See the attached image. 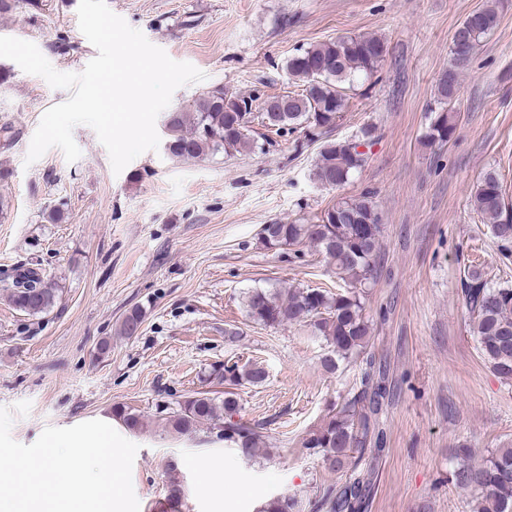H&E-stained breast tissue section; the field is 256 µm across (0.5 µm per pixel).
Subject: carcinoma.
<instances>
[{"label": "carcinoma", "instance_id": "1", "mask_svg": "<svg viewBox=\"0 0 512 512\" xmlns=\"http://www.w3.org/2000/svg\"><path fill=\"white\" fill-rule=\"evenodd\" d=\"M497 24L496 5L486 4L469 13L452 38H464L472 53ZM387 53L382 39L366 35L342 36L300 50L285 65L289 79L300 90L266 97L259 105L258 119L278 135L299 127L331 132L347 108L344 85L372 79ZM450 54L448 69L437 84L438 108L432 110L426 134L431 144L448 142L456 131L448 105L457 93L461 61L455 50ZM253 102L252 97L229 93L220 86L200 93L188 106L168 114L167 155L194 159L253 150L257 147L249 133ZM374 131V126L368 124L361 129L358 140L324 141L313 179L330 188L348 183L365 163L359 147L371 140ZM472 198L475 209L490 224L502 263L512 262V215L504 206L498 174H484ZM379 235L380 215L370 191L337 200L314 224L276 222L263 225L260 231L261 242L269 249L305 244L316 247L343 286L335 292L296 287L284 294L252 289L244 296L249 318L265 327L311 326L329 349L323 359L328 371L336 370L339 360L350 362L366 356L361 390L334 405L303 438L302 446L320 455L331 470L351 471L341 486L329 487L308 501L310 512H361L369 487V479L358 468L367 451L371 416L377 414L385 390L375 379L372 357L367 355L371 328L364 316L362 298L364 288L374 280ZM0 287L8 302L29 316L50 310L58 297V289L35 263L12 268L0 277ZM462 293L481 359L499 378L512 381V288L493 286L484 266L472 262L463 273ZM142 322V310L132 309L121 322L120 334L133 337V326ZM222 378L228 386L244 382L260 386L267 380V371L257 363L226 366ZM238 413L239 404L231 391L224 392L222 400L197 393L178 403V409L172 412L167 406L157 408L158 421L173 432L189 436L207 424L240 457L250 461L266 445V435L262 424L235 419ZM112 417L131 433L144 427L142 415L124 404L112 406ZM453 480L457 487L475 494L473 512H512V447L496 448L478 464L459 463ZM183 506V486L174 478L161 512H183ZM259 512H303V499L298 494L275 495Z\"/></svg>", "mask_w": 512, "mask_h": 512}]
</instances>
